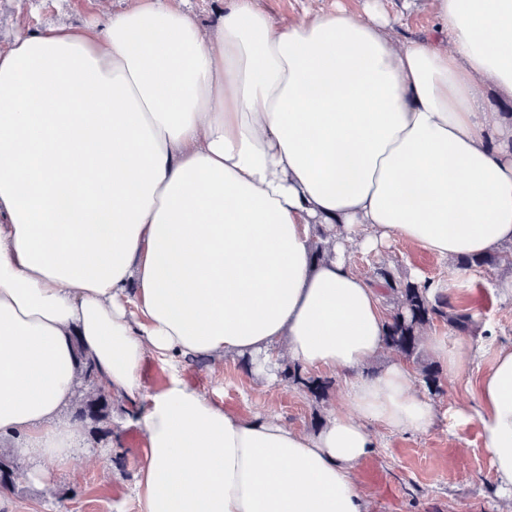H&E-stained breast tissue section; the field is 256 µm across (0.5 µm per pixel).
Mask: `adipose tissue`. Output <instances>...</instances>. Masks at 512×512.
Here are the masks:
<instances>
[{
    "instance_id": "ef3b65f1",
    "label": "adipose tissue",
    "mask_w": 512,
    "mask_h": 512,
    "mask_svg": "<svg viewBox=\"0 0 512 512\" xmlns=\"http://www.w3.org/2000/svg\"><path fill=\"white\" fill-rule=\"evenodd\" d=\"M400 36L379 0L277 23L224 0L102 6L99 23L23 29L0 51V447L50 490L82 438L67 419L95 363L147 441L138 512H368L354 469L370 426L427 431L435 408L383 348L381 291L351 250L393 240L449 264L512 246V0H425ZM326 230L314 261L313 226ZM250 357L342 372L348 409L314 433L224 412L148 355ZM479 418L512 501V347ZM185 7L199 21L208 24L219 19L224 11V0H186ZM434 26L432 16L423 11L404 12L400 23V32L403 36L417 37ZM171 372L172 367L169 364L155 356H149L144 362L141 374L145 394L164 387Z\"/></svg>"
}]
</instances>
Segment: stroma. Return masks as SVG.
Masks as SVG:
<instances>
[{
	"label": "stroma",
	"mask_w": 512,
	"mask_h": 512,
	"mask_svg": "<svg viewBox=\"0 0 512 512\" xmlns=\"http://www.w3.org/2000/svg\"><path fill=\"white\" fill-rule=\"evenodd\" d=\"M98 2L0 0V48L16 29L59 22L92 24L99 15ZM350 263L367 279L385 267L398 278L448 285L456 303L471 310L473 329L464 334L437 320L423 334L450 342L465 336L479 347L476 354L465 357L459 375H449L447 367H440L441 391L431 397L437 418L428 431L372 427L376 448L356 467L369 512H512L498 494L479 418L459 423L453 417L457 407L477 405L482 373L497 349L512 346V294L502 290L504 283H512V265L485 267L452 279L447 261L397 241L377 254L352 250ZM176 372L225 412L248 418L274 414L288 428L306 433L315 432L334 413L347 408L345 382L339 374L318 372V379L328 381L330 387L317 400L302 388L278 380L258 382L252 367L233 356L183 365ZM111 429L105 437L84 432L72 472L55 473L52 490L19 479L14 491L0 495V512H138L133 476L145 455L129 445L134 425L115 421Z\"/></svg>",
	"instance_id": "stroma-1"
}]
</instances>
